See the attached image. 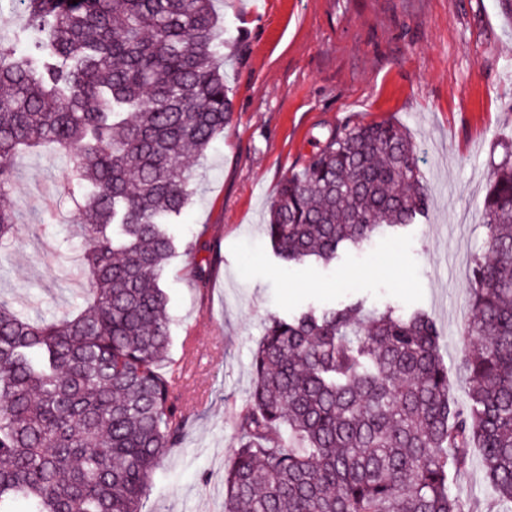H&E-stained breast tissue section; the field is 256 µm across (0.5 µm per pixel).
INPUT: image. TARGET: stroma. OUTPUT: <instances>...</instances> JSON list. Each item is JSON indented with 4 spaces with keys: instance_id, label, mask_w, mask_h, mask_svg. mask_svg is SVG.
<instances>
[{
    "instance_id": "stroma-1",
    "label": "stroma",
    "mask_w": 512,
    "mask_h": 512,
    "mask_svg": "<svg viewBox=\"0 0 512 512\" xmlns=\"http://www.w3.org/2000/svg\"><path fill=\"white\" fill-rule=\"evenodd\" d=\"M231 31L224 83L234 113L197 165L192 199L172 230L180 244L205 232L222 255L208 286L179 252L161 286L172 342L203 337L209 358L191 386L179 448L156 470L148 512H224L235 422L253 387L251 361L265 320L314 306L419 311L433 322L452 396L471 315L472 258L485 247L482 202L512 145V20L496 0H214ZM406 127L428 208L413 224L340 251L327 266L283 263L263 232L281 180L346 122ZM63 155L20 157L0 204L17 215V248L0 251V301L43 320L85 305L79 270L88 248L71 223ZM452 491L466 512H502L479 453Z\"/></svg>"
}]
</instances>
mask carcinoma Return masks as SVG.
Returning <instances> with one entry per match:
<instances>
[{
    "label": "carcinoma",
    "mask_w": 512,
    "mask_h": 512,
    "mask_svg": "<svg viewBox=\"0 0 512 512\" xmlns=\"http://www.w3.org/2000/svg\"><path fill=\"white\" fill-rule=\"evenodd\" d=\"M34 33L0 30V195L15 160L70 159L66 194L94 242L85 309L34 321L0 302V512H144L149 480L188 415L160 279L193 193L186 163L231 122L224 26L213 0H23ZM428 205L407 131L387 120L331 130L271 203L281 260L328 263L347 245L412 223ZM0 207V250L17 245ZM473 317L451 395L430 320L357 305L273 316L236 420L224 512H464L451 480L477 448L512 505V150L483 202ZM200 286L220 254L187 247Z\"/></svg>",
    "instance_id": "carcinoma-1"
}]
</instances>
